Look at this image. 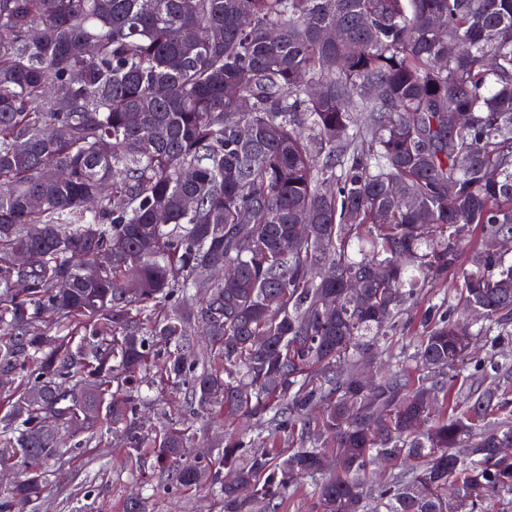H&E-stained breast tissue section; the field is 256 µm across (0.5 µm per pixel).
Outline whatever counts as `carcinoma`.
I'll list each match as a JSON object with an SVG mask.
<instances>
[{
    "mask_svg": "<svg viewBox=\"0 0 512 512\" xmlns=\"http://www.w3.org/2000/svg\"><path fill=\"white\" fill-rule=\"evenodd\" d=\"M511 234L512 0H0V512L117 431L224 512H512ZM150 396L149 401L146 403V407L144 408L143 415L148 425L158 426L161 422L164 421L161 415V408L165 407L166 403H173L179 400L182 395L180 391L164 392L163 396L159 395L157 392L152 391L148 392Z\"/></svg>",
    "mask_w": 512,
    "mask_h": 512,
    "instance_id": "obj_1",
    "label": "carcinoma"
}]
</instances>
